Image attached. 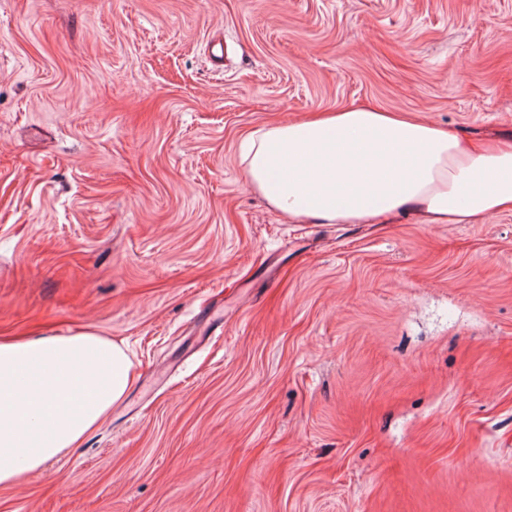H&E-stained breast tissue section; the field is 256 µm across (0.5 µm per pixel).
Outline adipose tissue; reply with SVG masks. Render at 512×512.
Returning <instances> with one entry per match:
<instances>
[{"instance_id":"obj_1","label":"adipose tissue","mask_w":512,"mask_h":512,"mask_svg":"<svg viewBox=\"0 0 512 512\" xmlns=\"http://www.w3.org/2000/svg\"><path fill=\"white\" fill-rule=\"evenodd\" d=\"M246 183L293 224H482L512 212V144L475 147L404 112L351 108L245 139ZM126 349L86 331L0 341V485L76 447L124 399Z\"/></svg>"}]
</instances>
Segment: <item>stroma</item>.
I'll use <instances>...</instances> for the list:
<instances>
[{"mask_svg": "<svg viewBox=\"0 0 512 512\" xmlns=\"http://www.w3.org/2000/svg\"><path fill=\"white\" fill-rule=\"evenodd\" d=\"M352 106L511 141L512 0H0V337L135 376L0 512H512V212L246 184L250 132Z\"/></svg>", "mask_w": 512, "mask_h": 512, "instance_id": "obj_1", "label": "stroma"}]
</instances>
